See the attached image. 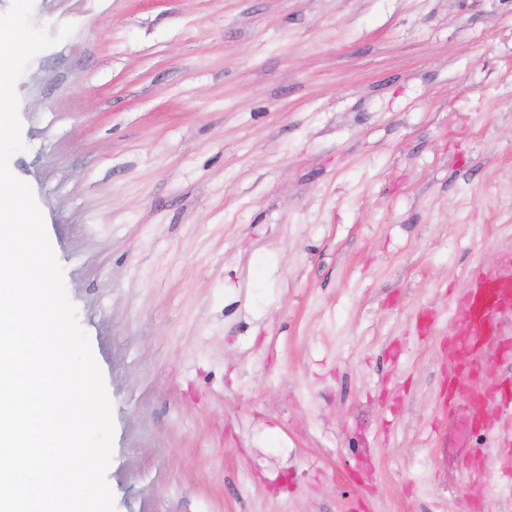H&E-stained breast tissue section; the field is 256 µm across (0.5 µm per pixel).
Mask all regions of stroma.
I'll return each instance as SVG.
<instances>
[{
  "label": "stroma",
  "instance_id": "stroma-1",
  "mask_svg": "<svg viewBox=\"0 0 512 512\" xmlns=\"http://www.w3.org/2000/svg\"><path fill=\"white\" fill-rule=\"evenodd\" d=\"M32 189L115 512H512L445 356L512 253V0H35ZM365 457H358V449ZM294 473L287 494L266 479Z\"/></svg>",
  "mask_w": 512,
  "mask_h": 512
}]
</instances>
